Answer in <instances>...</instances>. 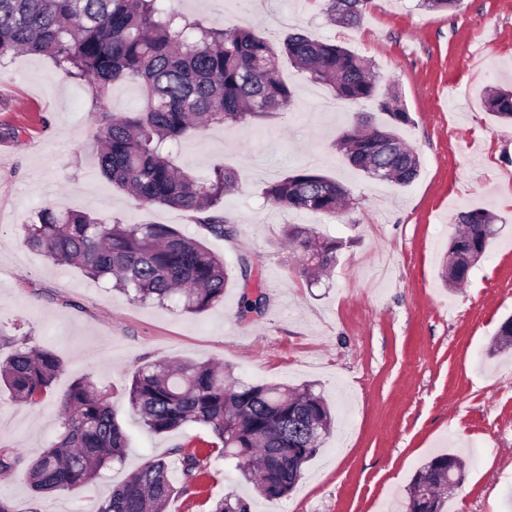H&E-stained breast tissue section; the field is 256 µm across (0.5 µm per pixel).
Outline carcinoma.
<instances>
[{"instance_id":"carcinoma-1","label":"carcinoma","mask_w":512,"mask_h":512,"mask_svg":"<svg viewBox=\"0 0 512 512\" xmlns=\"http://www.w3.org/2000/svg\"><path fill=\"white\" fill-rule=\"evenodd\" d=\"M329 20L341 27L361 24L369 0H322ZM18 53L49 58L56 68L85 86L95 100L121 83L141 88L138 108L100 113L97 166L112 184L139 205H159L189 214L208 234L231 238L234 222L218 208L223 195L240 183V172L218 166L204 176L174 162L193 133L216 123H245L286 111L294 92L282 79V60L330 87L351 105L371 102L389 117L380 125H356L342 132L336 149L355 168L399 185L411 183L420 156L397 134L409 115L398 96L381 89L371 63L330 40L295 29L274 44L241 26H206L185 17L170 0H0V65ZM487 111L512 121V91L490 89ZM269 201L286 210L339 217L351 203L338 181L298 168L266 188ZM496 216L484 208L462 211L463 229L448 243L443 277L450 285L468 278L466 255L487 250L497 234ZM24 245L57 263L73 265L93 279L110 277L113 288L139 301L159 304L178 295L183 309L202 313L224 299L230 274L224 261L200 241L169 224H108L83 211L38 215L25 224ZM288 243L304 261L302 274L315 278L336 262L339 243L313 227L290 224ZM266 295L243 294L242 315H260ZM28 336L0 332V389L38 405L53 392L63 369L48 348L27 345ZM122 394L128 408L154 434L188 423L205 426L209 454L173 449L180 477L171 463L147 460L112 493L93 502L90 512H165L177 494H188L209 476L211 455L236 461L256 491L268 500L287 496L305 464L321 448L332 423L329 407L312 387L250 383L230 367L210 363L143 362L130 373ZM114 388L90 378L72 383L60 401L59 432L35 458L0 446V473L24 468L35 495L83 487L125 460L128 441L113 409ZM440 454L415 474L408 504L420 512H448L439 486L448 480V461ZM212 512H249L234 495Z\"/></svg>"}]
</instances>
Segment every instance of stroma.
I'll return each instance as SVG.
<instances>
[{
	"label": "stroma",
	"mask_w": 512,
	"mask_h": 512,
	"mask_svg": "<svg viewBox=\"0 0 512 512\" xmlns=\"http://www.w3.org/2000/svg\"><path fill=\"white\" fill-rule=\"evenodd\" d=\"M205 24L255 28L280 41L301 28L372 60L381 86L399 93L410 120L399 136L422 169L399 186L350 166L334 142L357 112L384 122L372 103L328 112L330 92L284 66L296 102L248 124H216L194 134L178 162L196 173L220 165L240 171L239 188L220 208L237 234L216 238L165 206H138L97 171L96 110L87 91L50 59L19 54L0 66V330L24 332L64 362L56 397L41 405L0 393V443L27 457L58 430V394L78 378L122 389L140 359L220 362L236 377L310 384L335 419L331 434L285 497L258 496L234 464L212 460L195 493L167 512H209L227 494L250 512H384L406 499L415 472L440 449L467 463L448 512H512V350L494 352L512 317V123L483 105L486 88L512 87V0H461L429 11L418 0H371L363 22L331 23L319 0H172ZM295 167L340 181L356 200L341 217L275 207L264 191ZM79 210L108 223L169 224L236 268L249 255L268 301L262 316L241 318L244 283L200 313L178 301L129 300L110 282L55 264L23 244L22 227L45 207ZM485 207L499 231L467 283L448 289L442 269L457 215ZM311 224L341 241L335 267L308 285L282 230ZM114 407L129 436L123 465L94 483L35 498L24 471L0 474V498L14 512H89L93 500L147 459L175 445L207 452V431L189 424L151 434L123 396Z\"/></svg>",
	"instance_id": "1"
}]
</instances>
